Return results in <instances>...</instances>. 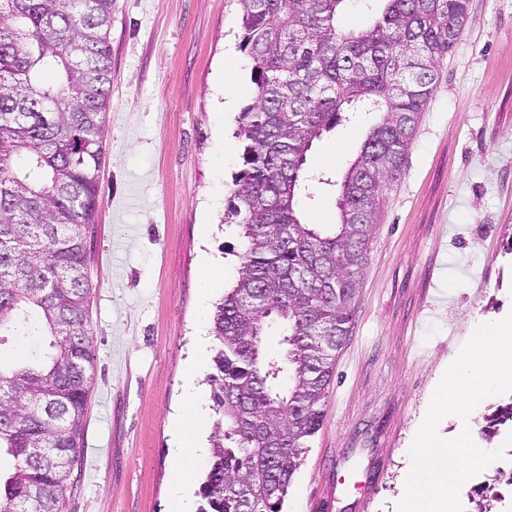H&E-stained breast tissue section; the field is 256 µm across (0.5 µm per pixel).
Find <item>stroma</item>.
<instances>
[{
	"instance_id": "1",
	"label": "stroma",
	"mask_w": 512,
	"mask_h": 512,
	"mask_svg": "<svg viewBox=\"0 0 512 512\" xmlns=\"http://www.w3.org/2000/svg\"><path fill=\"white\" fill-rule=\"evenodd\" d=\"M240 35L235 0H112L99 206L83 230L95 361L61 512L170 508L173 422L187 382L211 396L198 339L241 268V240L224 221L240 169L237 118L254 100ZM438 73L384 196L322 425L282 512H393L441 369L475 327L512 312V0H469ZM367 129L338 125L306 170L341 179ZM210 257L223 271L212 290ZM509 402L494 395L441 426L504 451L461 486L463 512H512V424L480 433ZM366 480L364 502L354 485Z\"/></svg>"
}]
</instances>
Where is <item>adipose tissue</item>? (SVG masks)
Segmentation results:
<instances>
[{"label": "adipose tissue", "mask_w": 512, "mask_h": 512, "mask_svg": "<svg viewBox=\"0 0 512 512\" xmlns=\"http://www.w3.org/2000/svg\"><path fill=\"white\" fill-rule=\"evenodd\" d=\"M204 422L205 412L199 393L194 384H187L185 411L176 423V440L171 449L174 467L171 512H194V500L183 472V462L187 455H204V448L190 440Z\"/></svg>", "instance_id": "obj_1"}]
</instances>
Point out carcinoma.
<instances>
[{"label": "carcinoma", "mask_w": 512, "mask_h": 512, "mask_svg": "<svg viewBox=\"0 0 512 512\" xmlns=\"http://www.w3.org/2000/svg\"><path fill=\"white\" fill-rule=\"evenodd\" d=\"M253 103L237 118L241 169L224 221L242 267L216 303L218 415L197 512H282L348 336L385 191L399 178L438 65L469 0H381L373 24L337 25L347 0H236ZM112 0H0V337L39 336L0 366V512H59L82 447L93 341L82 229L99 201ZM375 115L338 183V223L305 224L316 139ZM279 331L282 349L263 351Z\"/></svg>", "instance_id": "carcinoma-1"}]
</instances>
